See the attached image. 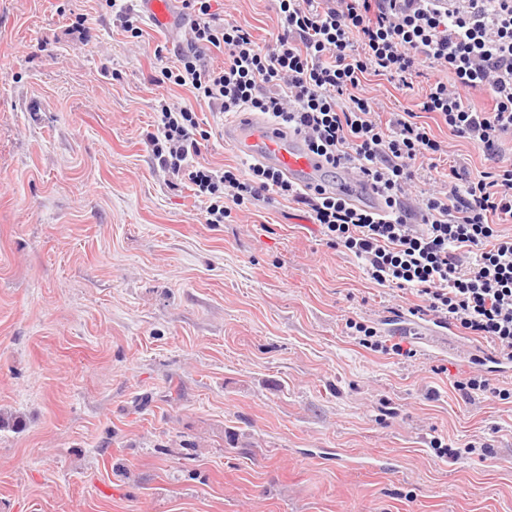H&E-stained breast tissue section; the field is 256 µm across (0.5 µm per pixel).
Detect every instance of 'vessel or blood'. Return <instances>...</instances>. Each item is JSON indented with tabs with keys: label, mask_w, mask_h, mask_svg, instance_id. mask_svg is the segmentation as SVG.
<instances>
[{
	"label": "vessel or blood",
	"mask_w": 512,
	"mask_h": 512,
	"mask_svg": "<svg viewBox=\"0 0 512 512\" xmlns=\"http://www.w3.org/2000/svg\"><path fill=\"white\" fill-rule=\"evenodd\" d=\"M175 0H133L137 14L162 29L181 27L183 20L174 7ZM224 137L230 140L245 159L269 165L299 185L314 183L326 170L324 163L306 146L302 135L278 124L257 119L250 112L237 113L224 128ZM337 194L354 201H369L383 207L384 201L376 186L367 178L347 172L339 173L333 186ZM416 335L430 337L435 349L448 351L458 358H467L470 348L452 340L442 327L422 324Z\"/></svg>",
	"instance_id": "b4317fda"
}]
</instances>
